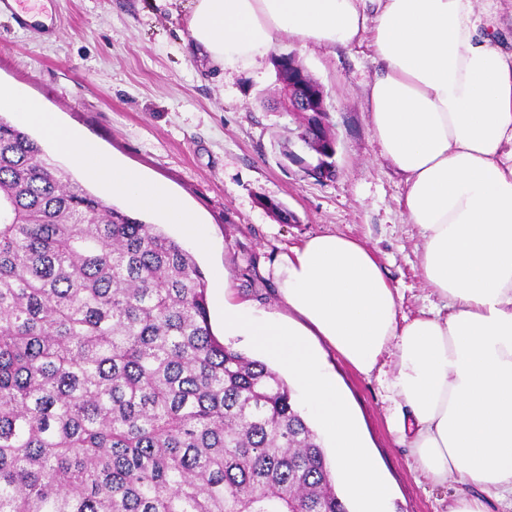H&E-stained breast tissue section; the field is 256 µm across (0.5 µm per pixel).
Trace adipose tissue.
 Listing matches in <instances>:
<instances>
[{
  "mask_svg": "<svg viewBox=\"0 0 512 512\" xmlns=\"http://www.w3.org/2000/svg\"><path fill=\"white\" fill-rule=\"evenodd\" d=\"M474 0H190L193 49L227 68L252 66L276 42L333 49L370 40L367 109L384 156L402 176L422 239L426 284L448 315L398 316L401 298L375 255L338 233L284 255L281 295L307 324L224 304V328L287 368L333 448L354 512H388L389 493L358 421L325 371L318 336L370 375L386 353L392 429L433 483L464 492L448 512L512 508V51L481 32ZM41 129L87 178L132 208L164 214L203 242L199 221L166 187L100 155L20 87L0 108Z\"/></svg>",
  "mask_w": 512,
  "mask_h": 512,
  "instance_id": "ef3b65f1",
  "label": "adipose tissue"
}]
</instances>
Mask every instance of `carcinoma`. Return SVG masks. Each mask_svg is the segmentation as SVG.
I'll return each mask as SVG.
<instances>
[{
	"instance_id": "1",
	"label": "carcinoma",
	"mask_w": 512,
	"mask_h": 512,
	"mask_svg": "<svg viewBox=\"0 0 512 512\" xmlns=\"http://www.w3.org/2000/svg\"><path fill=\"white\" fill-rule=\"evenodd\" d=\"M0 512H349L291 388L212 333L194 257L1 117Z\"/></svg>"
}]
</instances>
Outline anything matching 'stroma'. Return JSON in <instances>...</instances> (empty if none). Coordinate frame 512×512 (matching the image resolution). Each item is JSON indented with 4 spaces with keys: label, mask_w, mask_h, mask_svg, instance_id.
Segmentation results:
<instances>
[{
    "label": "stroma",
    "mask_w": 512,
    "mask_h": 512,
    "mask_svg": "<svg viewBox=\"0 0 512 512\" xmlns=\"http://www.w3.org/2000/svg\"><path fill=\"white\" fill-rule=\"evenodd\" d=\"M187 12L186 0H26L21 13L1 9L0 85L24 87L62 124L82 129L101 155L164 184L195 213L207 234L202 246L159 212L143 218L194 256L214 335L248 357L257 355L251 343L221 329L225 297L288 315L277 268L292 246L318 234L372 249L402 297L400 316L444 308L422 278L420 231L407 220L402 177L374 135L365 97L375 70L369 44L329 51L283 40L273 49L294 53L327 95L336 174L318 181L282 154L299 119L279 103L271 57L223 69L193 50ZM266 199L293 221L268 212ZM321 353L390 488L389 512H448L461 485H432L391 429L395 405L384 384L391 358L366 376L329 346Z\"/></svg>",
    "instance_id": "1"
}]
</instances>
